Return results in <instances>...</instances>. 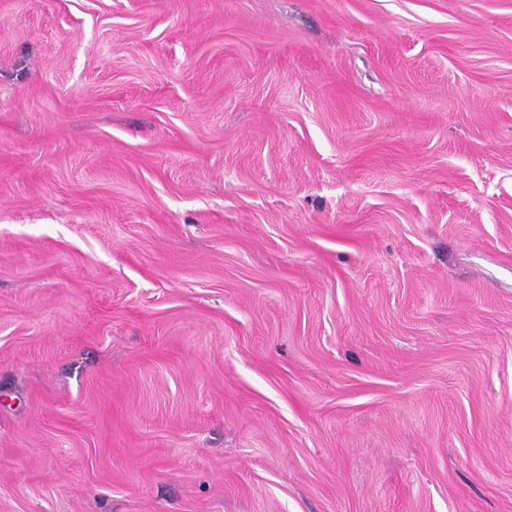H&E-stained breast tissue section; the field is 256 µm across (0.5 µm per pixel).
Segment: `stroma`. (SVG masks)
<instances>
[{
	"label": "stroma",
	"instance_id": "35a3bbf8",
	"mask_svg": "<svg viewBox=\"0 0 512 512\" xmlns=\"http://www.w3.org/2000/svg\"><path fill=\"white\" fill-rule=\"evenodd\" d=\"M0 512H512V0H0Z\"/></svg>",
	"mask_w": 512,
	"mask_h": 512
}]
</instances>
